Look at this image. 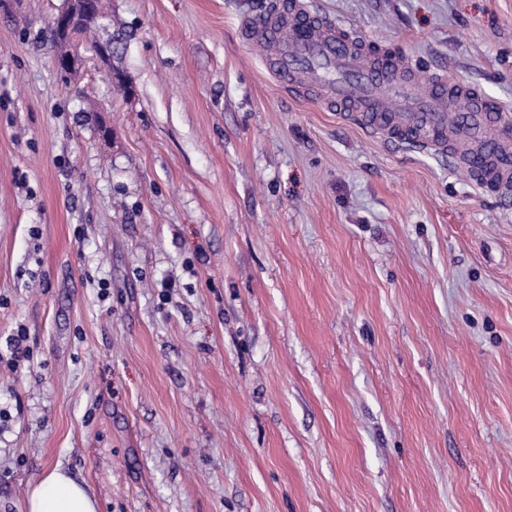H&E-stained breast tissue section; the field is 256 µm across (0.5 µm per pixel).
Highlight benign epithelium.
<instances>
[{"label":"benign epithelium","instance_id":"benign-epithelium-1","mask_svg":"<svg viewBox=\"0 0 512 512\" xmlns=\"http://www.w3.org/2000/svg\"><path fill=\"white\" fill-rule=\"evenodd\" d=\"M49 25L64 52L63 56L56 59L57 68L67 71L68 80L76 79L82 67V43L77 37L85 26H94L102 31V37L90 47L95 58L109 76L125 78L123 71L112 66L115 45L120 37L109 29L107 17L100 9L98 0H64L63 8L49 21Z\"/></svg>","mask_w":512,"mask_h":512}]
</instances>
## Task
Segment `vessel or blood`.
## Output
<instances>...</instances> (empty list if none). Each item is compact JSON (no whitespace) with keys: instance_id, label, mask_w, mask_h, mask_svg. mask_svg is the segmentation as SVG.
Listing matches in <instances>:
<instances>
[{"instance_id":"b4317fda","label":"vessel or blood","mask_w":512,"mask_h":512,"mask_svg":"<svg viewBox=\"0 0 512 512\" xmlns=\"http://www.w3.org/2000/svg\"><path fill=\"white\" fill-rule=\"evenodd\" d=\"M244 44H262L274 76L296 96L320 99L363 132L417 152L449 154V140H481L488 129L512 136V114L477 88L431 75L425 87L405 81L411 62L383 47L360 49L349 29L310 10L307 0H273L240 26ZM483 188L512 194V152L467 157Z\"/></svg>"}]
</instances>
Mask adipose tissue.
Segmentation results:
<instances>
[{
    "instance_id": "ef3b65f1",
    "label": "adipose tissue",
    "mask_w": 512,
    "mask_h": 512,
    "mask_svg": "<svg viewBox=\"0 0 512 512\" xmlns=\"http://www.w3.org/2000/svg\"><path fill=\"white\" fill-rule=\"evenodd\" d=\"M23 512H97V503L84 485L53 467L32 485Z\"/></svg>"
}]
</instances>
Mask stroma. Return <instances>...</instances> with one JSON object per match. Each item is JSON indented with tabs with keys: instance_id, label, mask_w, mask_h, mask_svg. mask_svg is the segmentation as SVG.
Masks as SVG:
<instances>
[{
	"instance_id": "1",
	"label": "stroma",
	"mask_w": 512,
	"mask_h": 512,
	"mask_svg": "<svg viewBox=\"0 0 512 512\" xmlns=\"http://www.w3.org/2000/svg\"><path fill=\"white\" fill-rule=\"evenodd\" d=\"M269 2L104 0L125 93L0 0V512H512V199L289 97ZM311 2L512 110V0ZM24 512H97V503L80 482L60 467L48 469L32 485Z\"/></svg>"
}]
</instances>
